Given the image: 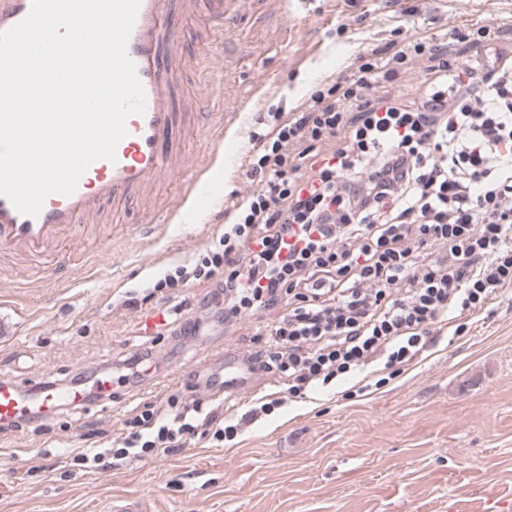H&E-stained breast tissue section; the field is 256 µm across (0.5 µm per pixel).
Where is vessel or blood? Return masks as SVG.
I'll return each mask as SVG.
<instances>
[{
  "label": "vessel or blood",
  "instance_id": "b4317fda",
  "mask_svg": "<svg viewBox=\"0 0 512 512\" xmlns=\"http://www.w3.org/2000/svg\"><path fill=\"white\" fill-rule=\"evenodd\" d=\"M200 3L206 6L209 33L223 39L225 0H141L127 52L145 91L144 114L128 118L127 135L116 148L115 161L92 163L73 194L48 196L38 216L20 213L8 198L0 196V256L21 253L37 261L48 259L53 247L103 203L118 206L137 202L160 181L174 180L178 173L174 166L176 134L196 131L202 118L212 117L213 134L223 138L224 115L211 113L208 98L197 99L195 112L179 109L176 73L191 56L175 20L193 13ZM30 6L31 0H0V32L20 22ZM208 189L209 181L202 177L184 182L168 207H181L187 198ZM179 372L208 397L248 395L259 390L258 373L244 356L228 348L182 366ZM115 386L112 378L97 373L80 384L53 382L27 387L4 380L0 382V423L51 417L62 410L80 412L97 395L113 392Z\"/></svg>",
  "mask_w": 512,
  "mask_h": 512
}]
</instances>
